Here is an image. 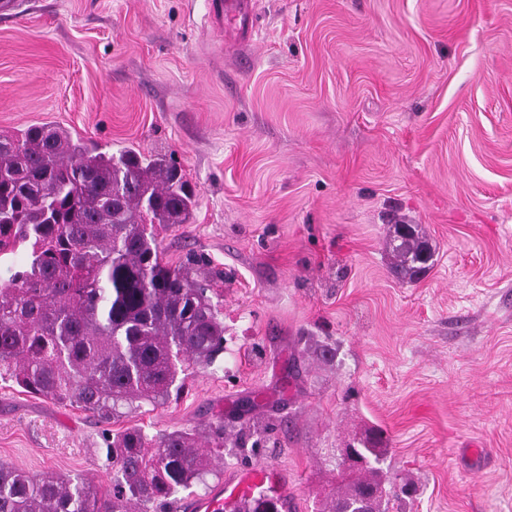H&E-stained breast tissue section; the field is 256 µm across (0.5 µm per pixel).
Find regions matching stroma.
Segmentation results:
<instances>
[{"label":"stroma","instance_id":"35a3bbf8","mask_svg":"<svg viewBox=\"0 0 512 512\" xmlns=\"http://www.w3.org/2000/svg\"><path fill=\"white\" fill-rule=\"evenodd\" d=\"M23 0L0 18V133L67 129L98 151L171 158L190 223L164 260L224 274V351L180 394L112 423L0 379V461L112 496L105 436L223 423L178 512L238 470L287 471L323 512L340 448L382 434L410 481L392 512H512V0ZM436 248L417 280L386 236ZM403 229L407 231L402 232ZM399 242V243H398ZM386 248L394 258L393 271L403 279H417L426 271L434 249L414 224H394Z\"/></svg>","mask_w":512,"mask_h":512}]
</instances>
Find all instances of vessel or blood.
<instances>
[{"label":"vessel or blood","mask_w":512,"mask_h":512,"mask_svg":"<svg viewBox=\"0 0 512 512\" xmlns=\"http://www.w3.org/2000/svg\"><path fill=\"white\" fill-rule=\"evenodd\" d=\"M258 503L264 512H287L288 476L269 467L242 470L208 496L193 501V512H240L244 504Z\"/></svg>","instance_id":"b4317fda"}]
</instances>
